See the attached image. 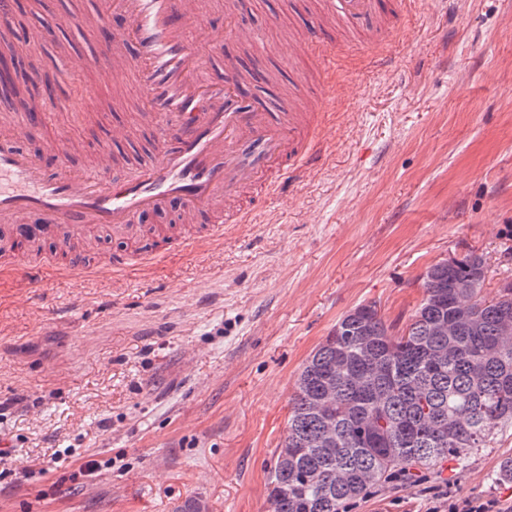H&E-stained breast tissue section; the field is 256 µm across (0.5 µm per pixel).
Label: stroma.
Listing matches in <instances>:
<instances>
[{
  "instance_id": "obj_1",
  "label": "stroma",
  "mask_w": 512,
  "mask_h": 512,
  "mask_svg": "<svg viewBox=\"0 0 512 512\" xmlns=\"http://www.w3.org/2000/svg\"><path fill=\"white\" fill-rule=\"evenodd\" d=\"M398 33L387 69L350 44L336 52L318 113L321 164L256 205L251 223L180 248L133 276L63 277L45 287L0 279V512H269L267 483L302 364L357 305L402 329L431 264L487 257L485 297L512 279V0H389ZM243 24L262 42L229 52L292 59L293 16L259 0ZM85 94L81 120L27 140L62 138L74 168L121 133L149 146L137 84L112 97L95 65L55 86ZM512 427L466 468L443 463L394 481L349 512H427L437 495L512 504L492 481ZM98 469L82 472L87 460Z\"/></svg>"
}]
</instances>
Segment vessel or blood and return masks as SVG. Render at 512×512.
I'll use <instances>...</instances> for the list:
<instances>
[{
  "mask_svg": "<svg viewBox=\"0 0 512 512\" xmlns=\"http://www.w3.org/2000/svg\"><path fill=\"white\" fill-rule=\"evenodd\" d=\"M216 12L212 0H109L86 28L97 45L93 62L111 71L114 88L139 84L145 118L159 133L156 152L142 164L117 163L104 147L93 169L76 171L61 141L47 143L39 155L22 147L47 113L13 112L0 121V239L18 250L12 262L0 264L1 277L20 276L38 288L86 274L88 266L69 253L73 242L88 241L101 228L132 237L151 213L174 216L195 242L223 235L225 225L248 222L251 210L241 199L253 186L268 194L319 166L314 111L246 93L238 60L211 55L209 43L223 36L259 39L232 11L216 32ZM366 17L371 28H360ZM346 32L357 33L363 52L393 39L374 0H316L311 27L294 30L291 39L324 71L336 56L337 35ZM44 242L55 243L65 261L31 259L28 249Z\"/></svg>",
  "mask_w": 512,
  "mask_h": 512,
  "instance_id": "vessel-or-blood-1",
  "label": "vessel or blood"
}]
</instances>
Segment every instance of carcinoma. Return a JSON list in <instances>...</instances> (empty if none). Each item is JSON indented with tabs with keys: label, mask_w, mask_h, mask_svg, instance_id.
<instances>
[{
	"label": "carcinoma",
	"mask_w": 512,
	"mask_h": 512,
	"mask_svg": "<svg viewBox=\"0 0 512 512\" xmlns=\"http://www.w3.org/2000/svg\"><path fill=\"white\" fill-rule=\"evenodd\" d=\"M0 101L36 112L26 65L0 43ZM484 255L438 261L423 298L392 333L374 303L345 313L308 356L269 477L271 512H344L393 480L473 452L512 425V280L483 297Z\"/></svg>",
	"instance_id": "obj_1"
}]
</instances>
